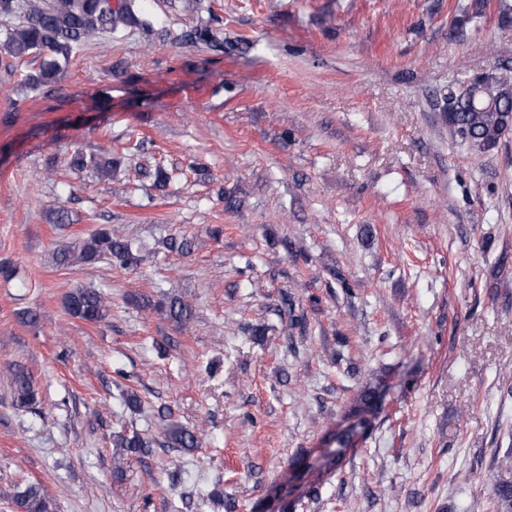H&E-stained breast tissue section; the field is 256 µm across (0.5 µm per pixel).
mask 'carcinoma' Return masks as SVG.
<instances>
[{
  "instance_id": "carcinoma-1",
  "label": "carcinoma",
  "mask_w": 512,
  "mask_h": 512,
  "mask_svg": "<svg viewBox=\"0 0 512 512\" xmlns=\"http://www.w3.org/2000/svg\"><path fill=\"white\" fill-rule=\"evenodd\" d=\"M137 3L138 0H0V16L17 20L7 29L4 46L13 57L41 59L39 71L29 75L28 84L33 88L48 85L59 79L63 65L91 39L110 34L120 25H145L136 14ZM449 106L448 126L463 142L471 147L477 143L496 145L512 130V69H496L480 85L456 94ZM89 165L107 176L112 171V157L74 152L73 167L83 169ZM54 258L60 266L107 260L128 268L139 261L128 242L107 230L96 231L89 238L56 251ZM132 301L145 308L156 307L181 326L192 316L190 308L178 298L158 305L147 297H134ZM65 307L70 315L89 323L107 316L106 298L93 288L73 289L66 297ZM376 398L375 389H361L356 400L358 414L369 411ZM13 401L18 408H30L37 402L31 377L19 369L13 374ZM163 437L172 448L192 450L199 447L202 435L171 423ZM112 446L113 475L118 478L124 474L128 457L149 451L152 440L118 432L112 436ZM12 503L16 512H52L51 501L36 484L15 492Z\"/></svg>"
}]
</instances>
